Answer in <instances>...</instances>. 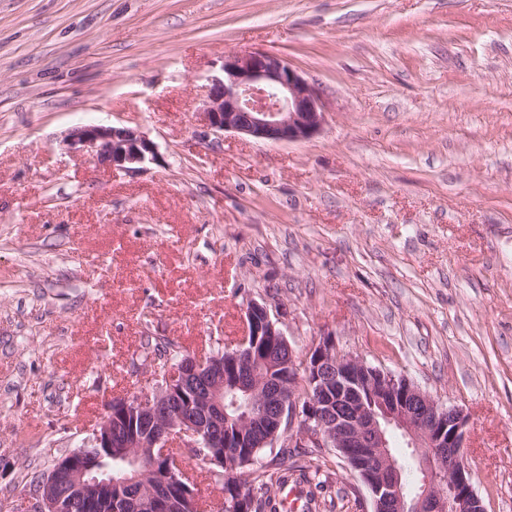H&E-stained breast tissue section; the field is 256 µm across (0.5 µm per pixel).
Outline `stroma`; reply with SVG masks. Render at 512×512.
Segmentation results:
<instances>
[{"label":"stroma","mask_w":512,"mask_h":512,"mask_svg":"<svg viewBox=\"0 0 512 512\" xmlns=\"http://www.w3.org/2000/svg\"><path fill=\"white\" fill-rule=\"evenodd\" d=\"M319 86L312 139L196 119L226 52ZM157 146L129 176L86 124ZM266 303L463 408L487 512H512V0H0V503L111 401L150 392L143 336L235 348ZM318 501L368 488L333 448ZM67 149L104 162L112 170L135 174L155 160V143L138 129L110 125L77 127L64 139Z\"/></svg>","instance_id":"stroma-1"}]
</instances>
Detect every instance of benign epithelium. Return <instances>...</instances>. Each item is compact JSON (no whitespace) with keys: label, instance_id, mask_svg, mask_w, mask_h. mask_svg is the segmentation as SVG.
<instances>
[{"label":"benign epithelium","instance_id":"obj_1","mask_svg":"<svg viewBox=\"0 0 512 512\" xmlns=\"http://www.w3.org/2000/svg\"><path fill=\"white\" fill-rule=\"evenodd\" d=\"M199 120L213 133L235 132L264 143H296L318 134L324 124L322 93L288 60L263 50L224 55L223 76L211 79L207 102ZM67 149L83 153L110 168L129 174L144 170L155 160L157 147L141 131L131 127L85 125L64 139ZM234 357L245 359L262 336H280L267 306L252 302ZM317 397L305 406L287 404L279 388L271 386L260 396L268 410L262 432L266 441L291 448L336 447L357 460L361 478L369 486L378 512H486L482 498L464 464L466 426L463 409L444 406L401 376L368 365L363 359L343 353L325 337L299 356ZM224 360L189 356L176 366L159 390L166 400L186 403L188 418L174 432L158 417L159 400L152 395L114 400L101 426L91 430L82 447L110 451L118 447L112 421L135 431L136 423L154 427V445L160 455L175 442L183 448H222L230 438L219 439L224 415L222 384ZM208 394L217 415L198 421L195 401ZM402 430L415 449L422 486L412 505H407L401 483V466L390 452L387 427ZM79 452L60 464V475L72 481L68 494L54 500L37 494L28 512H72L78 502L84 512H95L97 495L85 487L107 488L110 482L86 478Z\"/></svg>","mask_w":512,"mask_h":512}]
</instances>
